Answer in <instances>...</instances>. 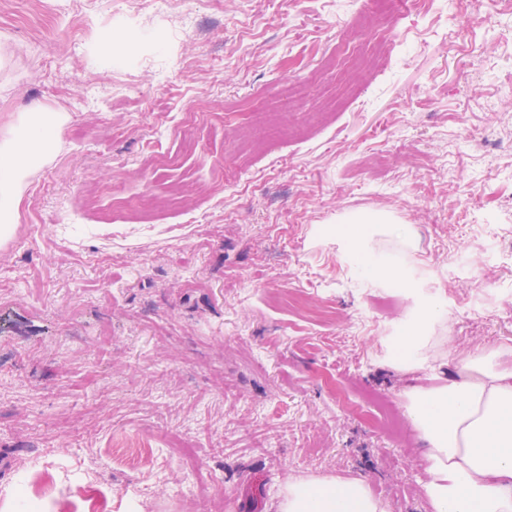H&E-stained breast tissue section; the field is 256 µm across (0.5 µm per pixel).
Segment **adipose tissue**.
<instances>
[{"label": "adipose tissue", "mask_w": 512, "mask_h": 512, "mask_svg": "<svg viewBox=\"0 0 512 512\" xmlns=\"http://www.w3.org/2000/svg\"><path fill=\"white\" fill-rule=\"evenodd\" d=\"M64 123L61 114L38 106L24 113L9 138L0 140V237L8 238L31 171L46 163ZM372 225H341L346 254L373 278L417 290L405 268L374 256ZM434 304H414L401 336L396 362L414 365L432 346ZM500 350L476 351L459 360V375L437 388L414 390L407 412L424 444L431 479V512H512V368ZM278 512H385L363 480L316 476L285 486Z\"/></svg>", "instance_id": "adipose-tissue-1"}]
</instances>
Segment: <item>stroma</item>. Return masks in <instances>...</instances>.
Wrapping results in <instances>:
<instances>
[{"mask_svg":"<svg viewBox=\"0 0 512 512\" xmlns=\"http://www.w3.org/2000/svg\"><path fill=\"white\" fill-rule=\"evenodd\" d=\"M374 20L384 72L342 53L371 50L347 0H0V138L67 116L0 245V512L24 481L48 512H277L322 475L430 512L408 392L512 349V261L484 252L512 246V7ZM377 214L416 228L375 250L441 313L418 368L388 359L411 298L322 233Z\"/></svg>","mask_w":512,"mask_h":512,"instance_id":"stroma-1","label":"stroma"}]
</instances>
